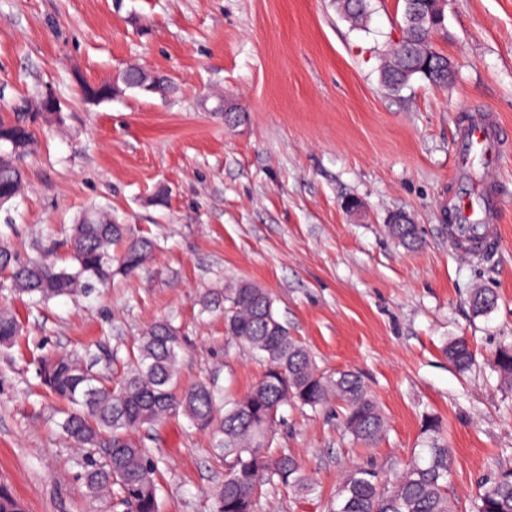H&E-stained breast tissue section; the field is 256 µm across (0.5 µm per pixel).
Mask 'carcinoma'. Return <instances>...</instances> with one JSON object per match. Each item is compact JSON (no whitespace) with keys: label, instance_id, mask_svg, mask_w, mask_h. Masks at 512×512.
<instances>
[{"label":"carcinoma","instance_id":"1","mask_svg":"<svg viewBox=\"0 0 512 512\" xmlns=\"http://www.w3.org/2000/svg\"><path fill=\"white\" fill-rule=\"evenodd\" d=\"M371 0H336L337 10L365 28ZM405 37L392 47L381 80L391 92L418 77L448 86V57L432 48V37L444 24L445 9L436 0H403ZM167 77L137 64L120 69L97 84H81L85 98L111 100L128 90L163 92ZM61 112L46 110L43 97L19 98L9 120L0 119V210L11 205L25 182L23 159L36 146L35 129L63 123ZM396 211L386 225L388 234L408 249L423 244L414 224H401ZM64 265L54 261L20 263L0 245V272L11 292L43 302L55 297H79L116 277L131 278L151 260L157 243L117 222L112 211L94 207L71 226ZM496 295L477 288L470 296L474 312L485 313ZM204 310L224 312L225 334L263 358L262 380L245 396L226 402L221 391L205 382L178 385L177 371L184 354L182 336L166 319L151 324L127 352V367L119 380H96L91 369L66 357L38 362L37 375L51 394L65 403L60 428L82 450L79 466L88 493L112 497L123 512H162L158 465L134 432L157 425L170 415H182L190 425L210 434L214 455L225 461L224 482L213 494V512H257L262 486L275 484L308 488L300 462L277 453L272 443L278 413L290 403L317 409L331 400L346 410L345 425L356 439L372 443L385 430V419L363 377L351 370L321 372L311 353L289 335L270 293L251 282H240L222 293L201 299ZM23 325L5 305L0 307V346L22 336ZM444 355L459 371L475 364L466 337L457 336ZM494 368L512 386V347L494 357ZM426 447L415 452L391 481L372 469H347L336 489L329 512H456L448 495L453 456L438 436L437 421L424 422ZM0 512H23L20 501L0 484ZM472 512H512V470L499 472L482 485Z\"/></svg>","mask_w":512,"mask_h":512}]
</instances>
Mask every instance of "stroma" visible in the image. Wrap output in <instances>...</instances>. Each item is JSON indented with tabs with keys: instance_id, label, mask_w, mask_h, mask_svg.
Instances as JSON below:
<instances>
[{
	"instance_id": "stroma-1",
	"label": "stroma",
	"mask_w": 512,
	"mask_h": 512,
	"mask_svg": "<svg viewBox=\"0 0 512 512\" xmlns=\"http://www.w3.org/2000/svg\"><path fill=\"white\" fill-rule=\"evenodd\" d=\"M372 8L358 29L335 0H0V118L17 96L48 88L65 117L37 132L24 192L0 211V243L41 258L97 206L159 245L137 276L78 300L8 297L24 332L0 347V483L24 512H114L87 492L38 358L94 354L97 370L117 374L165 318L186 340L182 385L241 396L264 364L226 336L221 312L200 306L241 281L270 292L322 371L360 372L386 420L367 445L345 431L341 404L282 407L274 446L301 461L313 489L265 486L258 512H327L352 466L392 478L423 447L428 416L455 458L458 512L512 469V388L490 365L512 344V147L493 168V253L460 257L443 219L462 180L465 120L497 114L512 144V0H447L433 46L452 61V83L417 78L397 93L381 68L403 37V0ZM129 63L174 91L83 100L81 83ZM222 101L245 120L226 126ZM397 210L422 229L421 248L386 232ZM477 288L497 296L480 315L469 305ZM456 336L475 352L466 374L443 354ZM138 436L158 462L162 512H210L224 463L209 434L172 416Z\"/></svg>"
}]
</instances>
